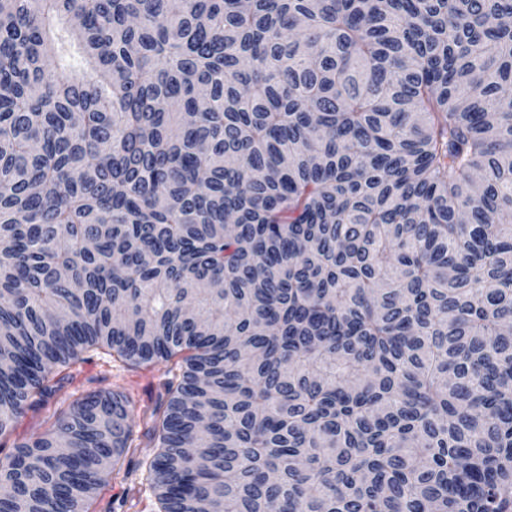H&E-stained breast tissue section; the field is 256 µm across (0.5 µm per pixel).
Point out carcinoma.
<instances>
[{
    "instance_id": "carcinoma-1",
    "label": "carcinoma",
    "mask_w": 512,
    "mask_h": 512,
    "mask_svg": "<svg viewBox=\"0 0 512 512\" xmlns=\"http://www.w3.org/2000/svg\"><path fill=\"white\" fill-rule=\"evenodd\" d=\"M0 438L174 362L158 512H512V0H0ZM93 392L0 464L89 512Z\"/></svg>"
}]
</instances>
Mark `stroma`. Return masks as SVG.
Wrapping results in <instances>:
<instances>
[{
  "label": "stroma",
  "instance_id": "obj_1",
  "mask_svg": "<svg viewBox=\"0 0 512 512\" xmlns=\"http://www.w3.org/2000/svg\"><path fill=\"white\" fill-rule=\"evenodd\" d=\"M168 363L131 367L103 351L88 352L83 362L74 365L63 388L39 407L28 410L14 429L0 438V460L6 458L14 442L48 430L59 412L68 410L81 395L97 391H121L131 396L133 436L138 449L131 464L123 465L119 475L109 477L90 503L91 512H157L155 496L146 479V461L154 453L152 443L143 436L142 414L164 398Z\"/></svg>",
  "mask_w": 512,
  "mask_h": 512
}]
</instances>
